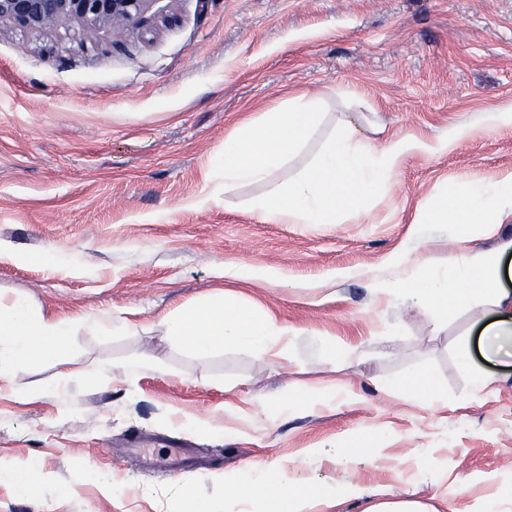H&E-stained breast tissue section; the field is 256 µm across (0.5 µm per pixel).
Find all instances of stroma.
Returning <instances> with one entry per match:
<instances>
[{
  "label": "stroma",
  "mask_w": 512,
  "mask_h": 512,
  "mask_svg": "<svg viewBox=\"0 0 512 512\" xmlns=\"http://www.w3.org/2000/svg\"><path fill=\"white\" fill-rule=\"evenodd\" d=\"M146 35L100 28L85 48L70 23L44 31L0 23V289L28 293L62 315L134 310L138 329L72 338L79 362L140 355L163 361L134 385L52 387L61 367L20 369L0 389V465L31 461L54 476L37 495L0 485V512H160L174 477L143 474L127 451L151 433L147 453L168 441L194 449L207 472L199 493L215 500L219 478L250 462L297 468L329 485H388L441 495L447 512L512 486V357L477 360L496 378L485 390L458 367L464 336L478 335L479 309L447 320L399 300L377 302L370 279L393 275L407 246L429 270L449 251H489L493 240L412 244L419 203L464 181L512 172V123L482 116L512 105V0H152ZM304 90L323 118L286 168L267 181L224 188L217 159L245 116L258 119ZM366 138L410 134L435 141L456 127L450 150L407 157L365 217L339 224H274L254 199L314 161L347 114ZM245 261L279 269L281 285L218 276ZM330 282L335 300L317 303L313 285ZM236 291L279 320L303 328L293 369L227 348L196 357L171 346L158 318L217 286ZM360 345L346 377L359 404L339 401L283 414L278 399L293 380L327 367L321 337ZM431 375L441 408L381 391ZM235 383L234 394L224 391ZM40 387L39 402L14 387ZM177 410L195 426L171 423ZM223 419L229 433H211ZM371 436L384 450L372 465L356 455L301 459L303 448L346 447ZM119 487L105 497L97 476Z\"/></svg>",
  "instance_id": "stroma-1"
}]
</instances>
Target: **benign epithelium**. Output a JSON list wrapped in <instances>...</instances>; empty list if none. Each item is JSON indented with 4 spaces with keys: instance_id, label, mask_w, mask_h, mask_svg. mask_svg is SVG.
<instances>
[{
    "instance_id": "obj_1",
    "label": "benign epithelium",
    "mask_w": 512,
    "mask_h": 512,
    "mask_svg": "<svg viewBox=\"0 0 512 512\" xmlns=\"http://www.w3.org/2000/svg\"><path fill=\"white\" fill-rule=\"evenodd\" d=\"M151 0H0V22H15L28 29H47L62 20L78 23V37L92 41L103 26L121 31L139 29Z\"/></svg>"
}]
</instances>
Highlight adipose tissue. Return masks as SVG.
<instances>
[{"mask_svg":"<svg viewBox=\"0 0 512 512\" xmlns=\"http://www.w3.org/2000/svg\"><path fill=\"white\" fill-rule=\"evenodd\" d=\"M318 98L297 94L285 111L272 110L262 119L241 121L224 140V186L263 182L289 157L320 123ZM457 127L447 137L429 142L411 135L373 145L360 135L358 123L339 122L316 161L253 203L266 222L275 224H335L341 216L362 217L366 204L378 190L386 189L388 177L407 157L448 150L465 137ZM512 216V173L489 183H469L427 198L414 219L417 226L445 224L454 240L492 238L496 246L486 253L452 257L441 275H410L394 281L377 278L370 291L380 301L399 297L409 306L446 318L449 311L481 301L492 306L493 321L485 327L481 348L485 358L512 350V312L503 308L508 297L502 286V265L512 254V236L500 235L505 217ZM168 340L197 353L226 347L249 348L254 357L281 364L289 361L302 328L277 320L243 301L237 293L216 288L184 308L158 320ZM84 326L100 336L130 332L129 319L111 313L98 316H59L44 310L28 295L11 288L0 289V384L11 383L16 368L34 363L66 366L55 388L78 378L95 385L107 378L129 379L143 370L165 372L163 362L136 357L112 364H72L71 338ZM347 403L363 401L360 391L347 381L329 377L316 382L298 381L279 403L285 413L312 407L336 397ZM198 481L179 479L166 493L167 512H445L443 498L421 499L395 493L388 487H362L353 483L336 489H317L296 473L277 465H247L238 475L225 479L224 499L218 507L200 500Z\"/></svg>","mask_w":512,"mask_h":512,"instance_id":"adipose-tissue-1","label":"adipose tissue"}]
</instances>
